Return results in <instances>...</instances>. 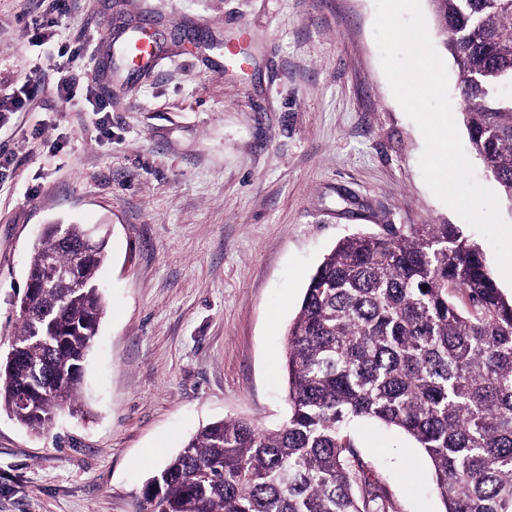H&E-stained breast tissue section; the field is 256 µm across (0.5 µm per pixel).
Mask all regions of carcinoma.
<instances>
[{
	"instance_id": "cac0c4a2",
	"label": "carcinoma",
	"mask_w": 512,
	"mask_h": 512,
	"mask_svg": "<svg viewBox=\"0 0 512 512\" xmlns=\"http://www.w3.org/2000/svg\"><path fill=\"white\" fill-rule=\"evenodd\" d=\"M459 72L471 152L512 202V10L498 0H429ZM83 224L44 227L28 272L72 262ZM81 287L25 291L0 373V411L44 434L83 413L85 366L107 310L98 272ZM288 418L200 428L145 481L138 512H390L348 429L370 419L429 457L444 512H512V299L481 246L454 224H386L341 239L311 275L288 326Z\"/></svg>"
}]
</instances>
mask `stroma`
Instances as JSON below:
<instances>
[{
  "label": "stroma",
  "mask_w": 512,
  "mask_h": 512,
  "mask_svg": "<svg viewBox=\"0 0 512 512\" xmlns=\"http://www.w3.org/2000/svg\"><path fill=\"white\" fill-rule=\"evenodd\" d=\"M28 7L0 0V350L44 225H108L107 312L87 415L39 436L0 414V512H137L202 425L282 423L285 333L351 233L458 224L495 266L422 177L374 0H70L40 39ZM145 33L154 60L129 70L122 48ZM30 80L38 95L5 111ZM351 438L395 512H443L412 439L371 420Z\"/></svg>",
  "instance_id": "obj_1"
}]
</instances>
